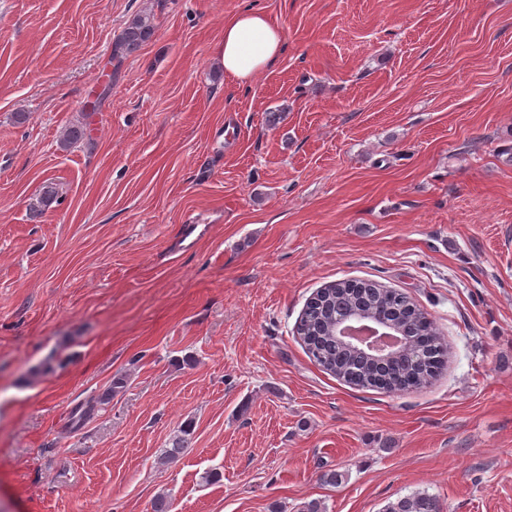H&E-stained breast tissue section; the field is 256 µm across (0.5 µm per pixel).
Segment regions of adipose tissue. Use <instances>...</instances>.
Here are the masks:
<instances>
[{"label":"adipose tissue","mask_w":512,"mask_h":512,"mask_svg":"<svg viewBox=\"0 0 512 512\" xmlns=\"http://www.w3.org/2000/svg\"><path fill=\"white\" fill-rule=\"evenodd\" d=\"M284 40L277 20L259 10H244L225 19L224 35L216 42L213 56L229 78L245 86L276 64Z\"/></svg>","instance_id":"ef3b65f1"}]
</instances>
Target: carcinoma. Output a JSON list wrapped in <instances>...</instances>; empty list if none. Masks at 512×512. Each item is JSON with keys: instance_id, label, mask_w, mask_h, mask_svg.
I'll return each mask as SVG.
<instances>
[{"instance_id": "carcinoma-1", "label": "carcinoma", "mask_w": 512, "mask_h": 512, "mask_svg": "<svg viewBox=\"0 0 512 512\" xmlns=\"http://www.w3.org/2000/svg\"><path fill=\"white\" fill-rule=\"evenodd\" d=\"M154 34L152 16L143 12L134 17L114 42L113 56L137 51ZM88 136V126L79 123L68 128L61 144L74 147ZM384 311L389 322L408 333L409 363L390 366L357 356L331 334L333 321L351 311ZM295 332L309 357L322 369L345 382L361 388H377L387 393L420 388L435 380L445 367L448 345L429 314L408 300L404 294L371 281L340 280L325 286L310 298L296 322ZM125 378L116 376L111 384L80 410L79 419L91 416L95 405H106ZM192 426L184 425L168 443L163 458L174 461L192 444ZM383 512H443L436 497L425 491L414 492L389 502Z\"/></svg>"}]
</instances>
